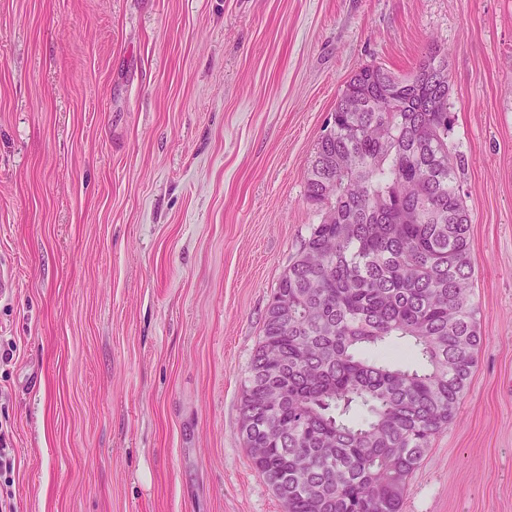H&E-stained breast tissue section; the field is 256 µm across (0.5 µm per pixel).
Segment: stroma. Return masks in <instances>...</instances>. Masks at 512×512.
<instances>
[{"mask_svg":"<svg viewBox=\"0 0 512 512\" xmlns=\"http://www.w3.org/2000/svg\"><path fill=\"white\" fill-rule=\"evenodd\" d=\"M447 55L483 343L402 512H512V0H0L14 512H285L241 396L362 66Z\"/></svg>","mask_w":512,"mask_h":512,"instance_id":"35a3bbf8","label":"stroma"}]
</instances>
